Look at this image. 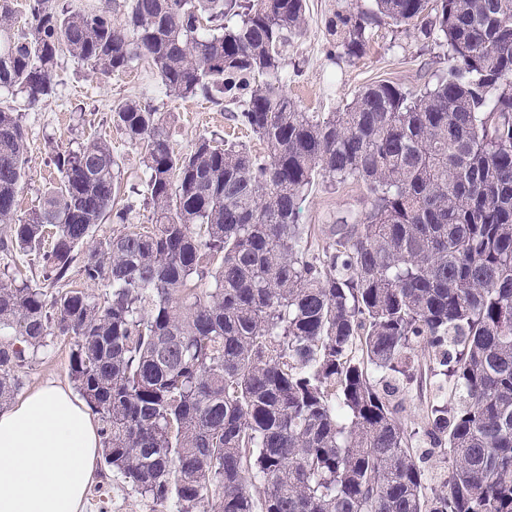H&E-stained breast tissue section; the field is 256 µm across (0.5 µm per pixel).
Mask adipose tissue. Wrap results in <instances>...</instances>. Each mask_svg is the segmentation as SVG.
<instances>
[{
    "instance_id": "ef3b65f1",
    "label": "adipose tissue",
    "mask_w": 512,
    "mask_h": 512,
    "mask_svg": "<svg viewBox=\"0 0 512 512\" xmlns=\"http://www.w3.org/2000/svg\"><path fill=\"white\" fill-rule=\"evenodd\" d=\"M100 448L98 422L60 383L0 410V512H83Z\"/></svg>"
}]
</instances>
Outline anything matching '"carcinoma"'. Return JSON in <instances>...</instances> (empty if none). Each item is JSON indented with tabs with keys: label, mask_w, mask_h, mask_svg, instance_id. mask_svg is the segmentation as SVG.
Returning <instances> with one entry per match:
<instances>
[{
	"label": "carcinoma",
	"mask_w": 512,
	"mask_h": 512,
	"mask_svg": "<svg viewBox=\"0 0 512 512\" xmlns=\"http://www.w3.org/2000/svg\"><path fill=\"white\" fill-rule=\"evenodd\" d=\"M336 13L354 59L373 25L438 36L451 65L423 92L383 81L339 112L283 91L306 0H124V18L0 0V95L56 94L66 51L105 78L150 62L163 93L238 105L261 155L127 100L118 128L144 167L142 205L107 140L53 149L59 183L17 212L27 133L0 106V251L35 254L58 285L0 281V405L48 340L100 416L104 461L166 512H512V0H375ZM207 18L209 26L202 24ZM366 190L309 255L298 202L315 175ZM107 220L128 225L84 248ZM81 261L94 296L70 283ZM449 396L431 406L447 459L425 453L371 372L415 378V348Z\"/></svg>",
	"instance_id": "cac0c4a2"
}]
</instances>
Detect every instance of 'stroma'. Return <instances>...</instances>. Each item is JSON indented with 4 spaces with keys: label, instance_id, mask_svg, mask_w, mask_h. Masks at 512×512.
<instances>
[{
    "label": "stroma",
    "instance_id": "stroma-1",
    "mask_svg": "<svg viewBox=\"0 0 512 512\" xmlns=\"http://www.w3.org/2000/svg\"><path fill=\"white\" fill-rule=\"evenodd\" d=\"M304 33L288 48V75L284 90L303 111L335 112L368 85L389 81L417 92L433 86L445 76L448 60L445 50L433 39L423 37L414 27L381 24L373 28L365 54L356 60L341 57L331 48L329 24L339 9L353 11L372 8V0H307ZM58 94L45 106L27 111L26 175L17 193L19 214L38 208L44 192L56 174L50 162L53 147L65 146L91 136L106 138L122 170L125 187L141 188L143 167L140 153L112 122V108L118 102L134 99L154 103L161 111L174 113L173 143L184 151L203 135H224L230 130L233 104L195 113L194 98L170 99L160 91L147 63L141 62L125 74L100 79L89 67L70 54H61L56 68ZM364 187L357 183L338 186L324 176H316L303 197L299 222L305 229L304 246L309 253L330 235L336 220L361 213ZM69 344L54 341L47 352L27 363L20 371L22 393H30L49 380L73 385L70 374ZM419 379L398 383L391 395L399 416L412 434V444L427 448L430 438L427 413L440 392L432 383L427 355L416 354ZM96 484L111 489L110 512H162L159 505L141 497L130 485L114 477L107 466H99Z\"/></svg>",
    "mask_w": 512,
    "mask_h": 512
}]
</instances>
